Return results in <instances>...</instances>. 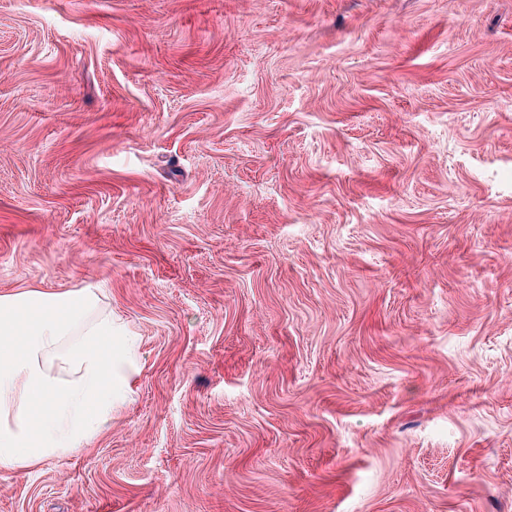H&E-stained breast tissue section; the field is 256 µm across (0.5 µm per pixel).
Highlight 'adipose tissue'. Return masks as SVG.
<instances>
[{
    "label": "adipose tissue",
    "instance_id": "1",
    "mask_svg": "<svg viewBox=\"0 0 512 512\" xmlns=\"http://www.w3.org/2000/svg\"><path fill=\"white\" fill-rule=\"evenodd\" d=\"M98 289L0 295V468L73 454L112 422L117 355Z\"/></svg>",
    "mask_w": 512,
    "mask_h": 512
}]
</instances>
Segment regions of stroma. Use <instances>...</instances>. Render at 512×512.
Here are the masks:
<instances>
[{
	"label": "stroma",
	"mask_w": 512,
	"mask_h": 512,
	"mask_svg": "<svg viewBox=\"0 0 512 512\" xmlns=\"http://www.w3.org/2000/svg\"><path fill=\"white\" fill-rule=\"evenodd\" d=\"M88 285L0 512H512V0H0V294ZM97 288L0 295V468L73 454L112 423L126 355Z\"/></svg>",
	"instance_id": "obj_1"
}]
</instances>
